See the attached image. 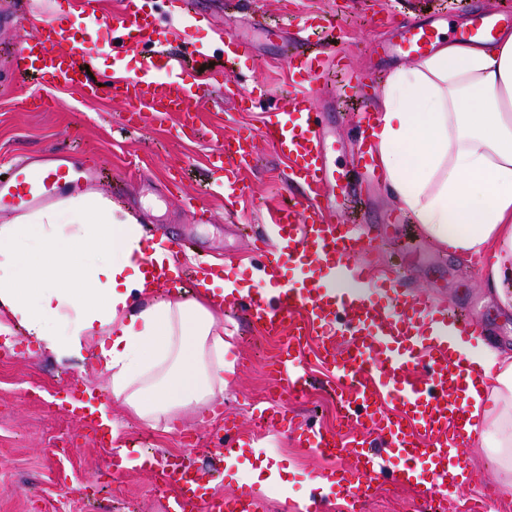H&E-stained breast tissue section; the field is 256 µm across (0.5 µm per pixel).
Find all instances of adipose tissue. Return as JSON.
I'll return each mask as SVG.
<instances>
[{"mask_svg":"<svg viewBox=\"0 0 512 512\" xmlns=\"http://www.w3.org/2000/svg\"><path fill=\"white\" fill-rule=\"evenodd\" d=\"M399 205L449 254L489 257L484 283L512 312V30L453 42L392 72L373 131ZM171 254L110 202L0 220V336L93 361L142 421H176L224 393L223 278L164 292ZM448 348L488 378L473 428L512 487V354L449 329Z\"/></svg>","mask_w":512,"mask_h":512,"instance_id":"ef3b65f1","label":"adipose tissue"}]
</instances>
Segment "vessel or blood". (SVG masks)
Wrapping results in <instances>:
<instances>
[{
  "instance_id": "vessel-or-blood-1",
  "label": "vessel or blood",
  "mask_w": 512,
  "mask_h": 512,
  "mask_svg": "<svg viewBox=\"0 0 512 512\" xmlns=\"http://www.w3.org/2000/svg\"><path fill=\"white\" fill-rule=\"evenodd\" d=\"M510 22L509 12H478L457 37L480 42ZM105 26L111 32L107 45L113 56H121L129 38L143 48L137 74L114 84V94L127 102L137 120H159L174 113L181 129H193L200 78L183 57L161 50L162 31L157 23L128 7L113 14ZM339 26L333 16L312 14L301 20L296 37L289 40V61L299 84L324 91L325 72L335 55L329 44L311 46L310 36L316 29L333 31ZM439 37L433 24H412L405 27L398 42L383 46L382 51L417 58ZM223 42L226 59L234 61L253 53L246 37L234 34ZM88 63L83 42L69 28L51 23L12 58L15 70L36 82V91L26 98L30 104L40 102L39 90L44 86L71 87L84 97H96L98 88L86 72ZM375 84L372 78L352 77L342 89L344 97L359 104L355 168L372 179L379 175L371 144L374 118L368 107ZM257 135L288 160L289 181L307 190L306 201L280 210L271 225L278 256H271L268 243L254 247L262 284L247 293L244 307L254 326L282 342L275 370L279 399L284 404L305 396L308 378L301 362L309 343L317 342L322 363L336 375L342 419L360 423L367 434H377L396 464L390 467L380 462L367 434L346 439L336 433L297 431L283 406L266 415L267 428L298 434L311 453L334 462L327 481L336 486L350 512H360L379 488L412 485L422 500L445 503L465 487L485 484L484 475L458 457L460 447L476 440L467 430L472 405L466 391L484 384L485 379L463 355L449 352L447 336L432 333L434 324L450 322L460 332L480 334L481 316L460 314L454 304L438 307L428 297L401 291L406 275L400 271L381 285L372 280L363 256L377 250L382 238L342 216L340 201H361L363 187L346 180L331 163L326 130L307 96L295 95L274 107ZM248 157V144L239 137L220 144L213 155L214 166L224 173L222 188L227 200L246 192ZM72 170L69 158L55 151L37 172L26 161L15 162L0 174V208L24 211L60 200L96 172L95 166L84 165L75 178ZM287 261L307 268L301 286L289 284L283 271ZM383 285L392 297L382 304L374 294ZM384 391L399 403V413L385 411L380 400ZM102 398L97 387L74 385L62 405L99 443L108 446L111 428L98 412ZM136 460L140 469L153 473L156 491L169 496V512H263L265 508L263 498L248 485L223 497L210 496L204 473L192 460L161 462L153 454L137 455ZM422 463L429 464L430 479H421L418 466Z\"/></svg>"
}]
</instances>
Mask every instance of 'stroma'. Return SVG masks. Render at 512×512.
<instances>
[{"label":"stroma","instance_id":"stroma-1","mask_svg":"<svg viewBox=\"0 0 512 512\" xmlns=\"http://www.w3.org/2000/svg\"><path fill=\"white\" fill-rule=\"evenodd\" d=\"M385 2L141 0L142 12L161 22L173 47L191 42L208 53L213 66L224 69L223 83L209 82L202 92L200 131L188 138L177 134L172 116L162 122H144L135 130L124 129L126 106L113 96L112 86L134 75L139 55L129 51L122 65H115L102 31L86 43L93 78L100 86L97 98H84L74 89H49L43 93L42 107L22 109L18 100L23 85L12 71L11 51L34 39L48 22L76 31L96 29L101 18L123 8L124 0H95L91 8L85 0H0V9L16 18L14 24L0 25V168L54 148L83 160L99 159L106 172L84 184V192L136 218L154 240L186 238L190 249L187 256L178 258L179 267L202 257L227 267L230 275L254 282L257 273L250 259V240L270 223L277 209L296 199L297 192L285 185L287 161L260 141L248 173L249 194L226 203L218 190L221 174L209 164L215 146L209 131L219 127L228 136L256 131L268 107L299 93L300 88L291 77L281 39L261 40L252 59L228 65L217 37L222 32L244 31L257 17L289 31L296 18L308 13H339L345 17L335 40L341 69L351 77L373 73L383 83L406 61L378 54L375 47L398 40L404 21L426 23L433 13L447 12L449 33L443 41L448 44L472 14L512 12V0H401L392 21L379 27L370 16ZM313 105L322 112L334 146L333 159L342 169L351 170L357 140L352 116L324 110L319 99ZM188 196L208 209V221H196L184 202ZM372 261L377 278L390 265L404 263L411 289L480 313L496 349L512 351V313H506L484 286L485 262L470 263L448 254L421 225L413 223L397 225ZM224 339L230 342L231 353L224 365L223 397L206 408L187 410L169 433L144 423L123 401L112 397L107 375L92 363L56 358L23 335L0 341V512H42L46 506L57 512H166L167 500L155 491L149 473L135 466L116 474L108 469L113 448L139 441L160 455H187L202 466L228 420L238 425L239 453L247 474L262 481L276 479L264 494L266 512H299L311 480L330 473L333 464L300 447L294 437L257 424L261 410L278 405L271 375L277 344L247 325L236 307L224 310ZM305 365L309 392L287 408L297 424L335 428L333 378L314 356H307ZM68 383L90 384L104 391L105 411L119 427L112 447L94 444L78 422L55 411L53 404Z\"/></svg>","mask_w":512,"mask_h":512}]
</instances>
